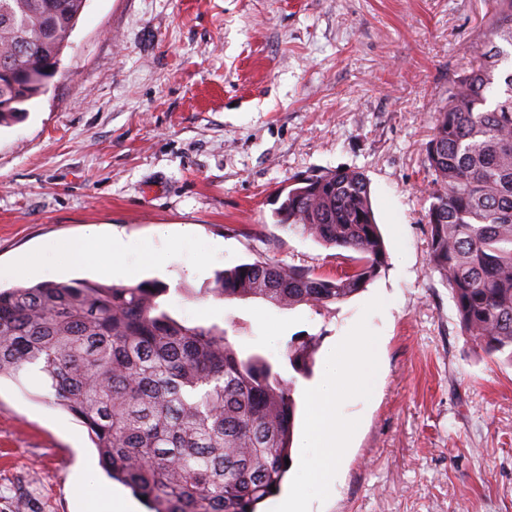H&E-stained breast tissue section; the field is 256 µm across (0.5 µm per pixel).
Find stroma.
I'll use <instances>...</instances> for the list:
<instances>
[{
  "label": "stroma",
  "mask_w": 512,
  "mask_h": 512,
  "mask_svg": "<svg viewBox=\"0 0 512 512\" xmlns=\"http://www.w3.org/2000/svg\"><path fill=\"white\" fill-rule=\"evenodd\" d=\"M490 0H87L58 74L0 127V266L51 247L55 280L101 281L68 244L119 231L137 265L167 255L164 308L219 325L295 377L293 336L315 361L355 331L380 339L342 479L308 512H512V364L460 332L429 256L426 148ZM340 168L370 182L387 261L361 292L315 309L207 295L217 271L266 258L336 275L347 250L284 230L279 191ZM389 302L386 316L369 309ZM282 343L272 345L271 330ZM39 378L0 379V512H89L132 493Z\"/></svg>",
  "instance_id": "obj_1"
}]
</instances>
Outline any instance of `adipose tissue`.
<instances>
[{
  "label": "adipose tissue",
  "instance_id": "adipose-tissue-1",
  "mask_svg": "<svg viewBox=\"0 0 512 512\" xmlns=\"http://www.w3.org/2000/svg\"><path fill=\"white\" fill-rule=\"evenodd\" d=\"M132 249L129 240L115 235L108 240L95 236L72 240L69 251L73 263L101 264L110 275L130 278L137 270L127 264ZM378 340L358 334L346 337L326 356L320 379L304 393L306 408L302 432L297 442L301 456L318 449V456L307 472L290 485L277 501L274 512H306V503L314 495L324 493L341 480L336 450L354 432L353 422L345 420L339 406L349 395V385H357L360 393H369L375 373Z\"/></svg>",
  "mask_w": 512,
  "mask_h": 512
}]
</instances>
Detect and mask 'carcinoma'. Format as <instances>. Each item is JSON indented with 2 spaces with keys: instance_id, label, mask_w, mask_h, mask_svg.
I'll use <instances>...</instances> for the list:
<instances>
[{
  "instance_id": "obj_1",
  "label": "carcinoma",
  "mask_w": 512,
  "mask_h": 512,
  "mask_svg": "<svg viewBox=\"0 0 512 512\" xmlns=\"http://www.w3.org/2000/svg\"><path fill=\"white\" fill-rule=\"evenodd\" d=\"M86 0H0V125L44 94L30 77L60 68ZM488 41L461 70L434 120L430 263L463 335L512 362V0H492ZM277 223L349 250L333 277L258 259L218 272L207 293L282 309H326L366 288L386 263L369 182L355 170L293 177ZM156 280L88 279L0 290V377L37 368L49 402L87 429L108 476L150 512H257L291 457L295 378L244 354L217 325L162 307ZM316 338L288 344L312 373Z\"/></svg>"
}]
</instances>
